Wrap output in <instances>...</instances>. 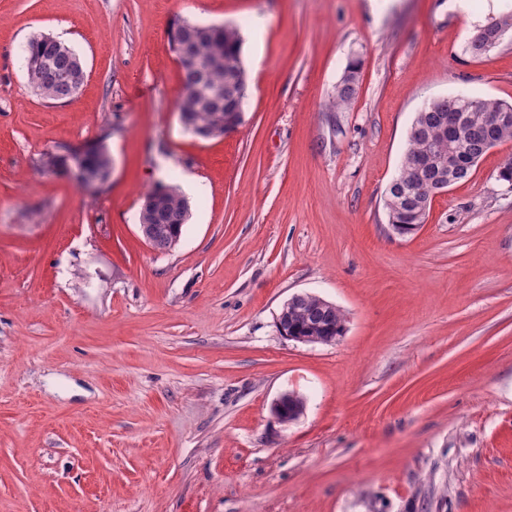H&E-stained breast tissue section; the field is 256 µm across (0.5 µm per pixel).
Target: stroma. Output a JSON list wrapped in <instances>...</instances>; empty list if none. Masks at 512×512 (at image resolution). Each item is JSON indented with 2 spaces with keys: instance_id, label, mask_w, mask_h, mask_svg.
<instances>
[{
  "instance_id": "35a3bbf8",
  "label": "stroma",
  "mask_w": 512,
  "mask_h": 512,
  "mask_svg": "<svg viewBox=\"0 0 512 512\" xmlns=\"http://www.w3.org/2000/svg\"><path fill=\"white\" fill-rule=\"evenodd\" d=\"M510 11L0 0V512H512V140L414 233L385 209L425 102H512V40L463 52ZM177 19L241 28L248 96L222 138L181 124ZM40 33L85 64L70 103L27 83ZM100 143L101 192L44 164ZM172 179L190 217L159 252L138 217ZM303 293L343 311V336L279 332ZM286 392L304 399L288 423ZM510 20L511 21V29L508 26H502V25H495V26H489L482 30L481 35L486 38L487 42L490 44H496V45H490L486 44L481 36H477L479 31L486 25L480 26L475 28L473 34L468 39L465 47L464 52L468 54L473 59H481L484 56H486L492 49L496 48L504 38L509 33V30L512 31V14L511 13H504L498 18H491L490 21L493 20ZM488 21L487 23H489ZM498 43V44H497ZM358 64L351 63L345 69L341 80L331 94L329 105L334 110L346 109L355 98L359 82Z\"/></svg>"
}]
</instances>
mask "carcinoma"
Listing matches in <instances>:
<instances>
[{
    "mask_svg": "<svg viewBox=\"0 0 512 512\" xmlns=\"http://www.w3.org/2000/svg\"><path fill=\"white\" fill-rule=\"evenodd\" d=\"M480 28L468 39L464 52L474 59L486 56L494 46L485 43L477 36ZM242 35L240 29L231 27L226 31H213L199 35L191 42V49L197 66L203 72V86H220L224 89V101H236L239 110H244L247 97V82L243 78L245 70L241 58ZM24 62L40 63L46 72L40 82L34 85L35 93L42 99L53 101L58 93H65L69 85L59 81L60 75L73 78L77 73L84 72L83 63L74 51L70 56L62 55L56 48L44 43L41 35L30 37L23 48ZM359 67L351 63L345 69L341 80L331 94L329 105L334 110L346 109L355 98ZM179 111L197 114L200 121L215 118V110L207 99L183 100ZM512 113V104L497 99L471 98L452 96L435 98L425 103L415 113L407 137V146L403 153L397 175L391 181L387 194L395 195V191L403 186L417 183V191L410 194V209H423L424 202L435 194L441 163H446L457 181L468 180L476 170L479 161L485 156V146L489 141L501 144L512 140V123L497 126L481 133L473 132L472 128L479 125L486 116L497 112ZM457 115L459 136L456 141L460 146L456 150H448V134L443 128L448 113ZM432 154L438 162H429L413 177L409 167L411 161L422 155ZM109 159L106 148L99 144L90 149L85 159V167L95 171L98 176L107 175ZM163 196L161 205L153 211L154 235L153 248L166 251L175 243L174 232H183L188 219L189 205L179 185L170 182L158 184L150 190L146 198ZM345 329L344 315L334 304L326 303L316 296L304 295L295 299L288 307L287 330L295 334L309 333L313 336L331 338L341 334Z\"/></svg>",
    "mask_w": 512,
    "mask_h": 512,
    "instance_id": "cac0c4a2",
    "label": "carcinoma"
}]
</instances>
